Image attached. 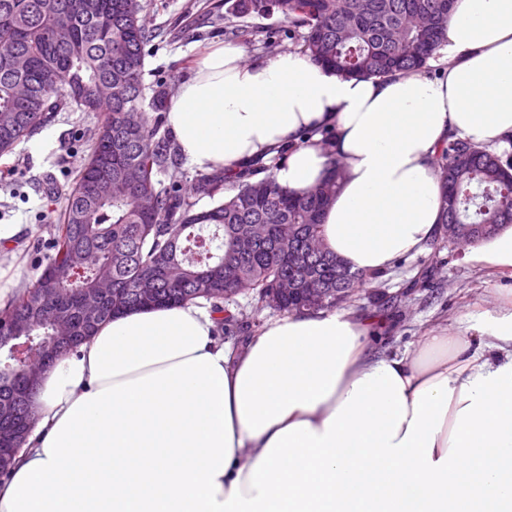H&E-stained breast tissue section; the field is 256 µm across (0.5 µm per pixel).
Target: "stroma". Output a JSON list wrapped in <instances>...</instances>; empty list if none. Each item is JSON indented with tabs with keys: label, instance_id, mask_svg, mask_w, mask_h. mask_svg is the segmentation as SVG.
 I'll list each match as a JSON object with an SVG mask.
<instances>
[{
	"label": "stroma",
	"instance_id": "35a3bbf8",
	"mask_svg": "<svg viewBox=\"0 0 512 512\" xmlns=\"http://www.w3.org/2000/svg\"><path fill=\"white\" fill-rule=\"evenodd\" d=\"M224 0H152L147 23L168 30V37L148 46L144 82L164 84L174 91L188 78L208 49L232 44L246 60L261 59L260 45L273 37L278 52L297 50L298 36L278 16L249 15L240 25L249 40H229L224 34ZM102 117L88 112H61L14 153L0 158V225L24 224L27 232L16 243L0 248V268L7 275L0 286L16 291L39 276L54 234L62 202L43 193L46 178L72 183L101 129ZM469 249L439 248L437 242L413 257L398 261L367 288L359 291L348 311L384 320L370 338L373 347L390 353L411 352L430 329L450 334L478 324L477 314L497 310L501 291L512 290V271L501 272L470 260Z\"/></svg>",
	"mask_w": 512,
	"mask_h": 512
}]
</instances>
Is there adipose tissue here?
<instances>
[{
	"label": "adipose tissue",
	"mask_w": 512,
	"mask_h": 512,
	"mask_svg": "<svg viewBox=\"0 0 512 512\" xmlns=\"http://www.w3.org/2000/svg\"><path fill=\"white\" fill-rule=\"evenodd\" d=\"M440 61L436 78L343 79L299 52L215 46L165 121L201 172L283 146L274 176L301 194L340 161L320 236L382 273L438 229L444 143L512 141V0H456ZM217 321L129 311L47 369L0 512H512V306L410 358L368 355L350 312L283 316L235 352Z\"/></svg>",
	"instance_id": "adipose-tissue-1"
}]
</instances>
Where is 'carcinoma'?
<instances>
[{
    "label": "carcinoma",
    "mask_w": 512,
    "mask_h": 512,
    "mask_svg": "<svg viewBox=\"0 0 512 512\" xmlns=\"http://www.w3.org/2000/svg\"><path fill=\"white\" fill-rule=\"evenodd\" d=\"M226 16L278 15L300 52L344 78L426 69L446 42L455 0H226ZM151 0H0V157L59 112L104 114L62 198L40 276L0 312V442L25 432L28 374L77 351L98 325L127 311L209 304L249 288L260 305L297 314L312 281L336 306L376 276L351 270L320 239L323 213L344 172L303 194L267 166L201 173L190 193L159 175L176 167L160 134L167 95L146 96V46L166 34L145 24ZM442 222L463 224L476 245L512 224V160L452 138L436 160ZM208 198L213 205L195 209Z\"/></svg>",
    "instance_id": "obj_1"
}]
</instances>
